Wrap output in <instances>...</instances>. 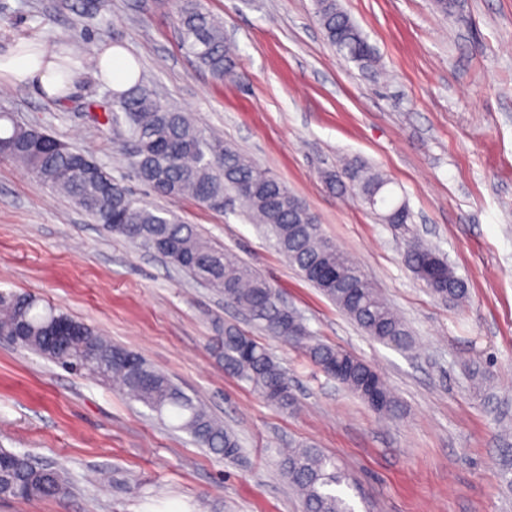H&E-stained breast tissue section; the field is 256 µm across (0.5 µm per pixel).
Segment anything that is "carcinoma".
<instances>
[{
  "instance_id": "carcinoma-1",
  "label": "carcinoma",
  "mask_w": 512,
  "mask_h": 512,
  "mask_svg": "<svg viewBox=\"0 0 512 512\" xmlns=\"http://www.w3.org/2000/svg\"><path fill=\"white\" fill-rule=\"evenodd\" d=\"M182 49L217 82L241 79L224 25L201 7L198 0H172ZM319 24L336 51L361 69L371 71L376 49L338 0H315ZM105 125L132 146L130 166L135 177L155 193L171 199L190 198L222 210L238 203L257 224H263L278 250L300 275L372 339L402 349L412 345L405 323L364 274L360 264L322 234L315 214L287 186L258 167L229 144L213 140L186 112L173 109L146 88L142 78L127 90L112 95L104 107ZM0 157L28 169L36 178L63 194L77 209L147 251L156 243L172 249L161 253L170 264L204 280L224 295V301L249 313L265 334L299 350L322 372L336 369L344 358L349 369L336 382L368 406L360 384L371 366L347 350L314 339L301 315L285 305L264 276L230 252L213 247L196 227L169 210L154 208L134 197L131 190L90 154L77 150L34 126L21 125L0 113ZM332 188L355 190L364 202L382 206L387 224L412 223L401 200L393 202L389 180L361 163L324 175ZM427 257L440 258L418 240L405 253L408 267L425 284L422 272ZM448 300L463 298L465 282L443 262ZM64 319L76 325L78 337L58 342L49 336L50 325ZM216 356L228 375L248 384L268 402L282 408L295 406L286 373L266 347L237 325L220 327ZM0 338L44 357L59 367L103 383H111L144 404L160 418L176 422L199 446L226 459L240 453L236 435L224 427L198 400L182 391L169 377L148 365L138 353L112 343L89 324L75 319L30 293H10L0 301ZM279 468L299 498L303 512H355L347 489L348 477L321 449L299 444L279 451ZM68 481L59 468L39 465L25 452L0 448V499H39L65 493Z\"/></svg>"
}]
</instances>
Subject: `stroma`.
Instances as JSON below:
<instances>
[{
  "label": "stroma",
  "instance_id": "obj_1",
  "mask_svg": "<svg viewBox=\"0 0 512 512\" xmlns=\"http://www.w3.org/2000/svg\"><path fill=\"white\" fill-rule=\"evenodd\" d=\"M377 52L362 71L324 37L313 0H201L237 47L243 81L219 83L179 45L170 0H0V55L33 41L80 67L67 94L0 83V112L89 152L138 198L174 210L266 276L321 341L371 365L396 396L383 418L284 342H263L298 409L225 375L216 321L249 334L223 295L122 237L0 158V293L28 292L97 327L204 403L241 442L225 459L142 403L0 340V448L64 468L66 495L0 500V512H302L276 449L316 444L363 499L356 512H512L497 462L512 448V0H340ZM122 45L145 84L306 202L409 326L374 341L289 265L239 206L167 199L133 176L88 107L113 91L88 62ZM356 159L384 174L411 224L381 221L324 172ZM420 240L468 295L445 302L405 263ZM484 376L473 386L472 364Z\"/></svg>",
  "mask_w": 512,
  "mask_h": 512
}]
</instances>
